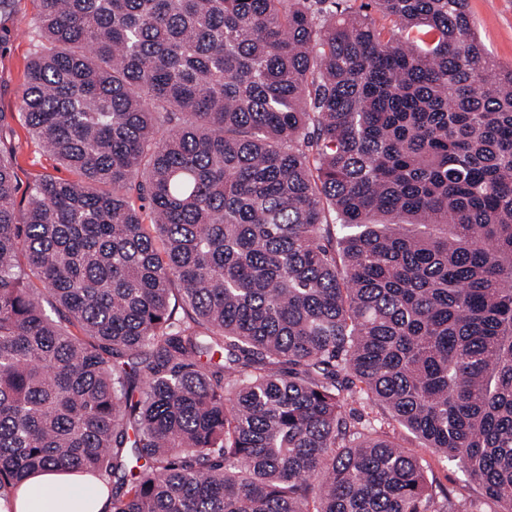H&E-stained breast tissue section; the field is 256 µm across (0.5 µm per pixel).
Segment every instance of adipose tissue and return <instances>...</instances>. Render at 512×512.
Masks as SVG:
<instances>
[{"instance_id": "1", "label": "adipose tissue", "mask_w": 512, "mask_h": 512, "mask_svg": "<svg viewBox=\"0 0 512 512\" xmlns=\"http://www.w3.org/2000/svg\"><path fill=\"white\" fill-rule=\"evenodd\" d=\"M88 481V476L50 468L24 483L17 490L11 506L14 512H58L53 492L63 489L68 494L65 512H108V485L98 482L96 494L89 497L80 491L82 484Z\"/></svg>"}]
</instances>
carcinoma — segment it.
<instances>
[{
    "label": "carcinoma",
    "instance_id": "carcinoma-1",
    "mask_svg": "<svg viewBox=\"0 0 512 512\" xmlns=\"http://www.w3.org/2000/svg\"><path fill=\"white\" fill-rule=\"evenodd\" d=\"M38 2L20 111L78 177L20 206L0 142V498L480 512L396 424L512 512V66L468 0ZM385 431L402 448L407 449L413 454L422 456L430 464L429 479L434 486H440L445 490L453 501H473L481 511L494 512L496 506L493 502L486 500L482 490L476 486H471L463 481V476L456 466L447 463L444 459L433 454L429 448H422L421 441L404 429L398 426L387 427ZM88 482L97 485L94 496L88 497L76 491L82 484ZM57 489H65L69 494L65 502V511L57 510ZM48 490H52L54 496L48 494ZM11 506L15 512H107L110 506V490L106 482L92 476L50 468L24 483L17 490Z\"/></svg>",
    "mask_w": 512,
    "mask_h": 512
}]
</instances>
